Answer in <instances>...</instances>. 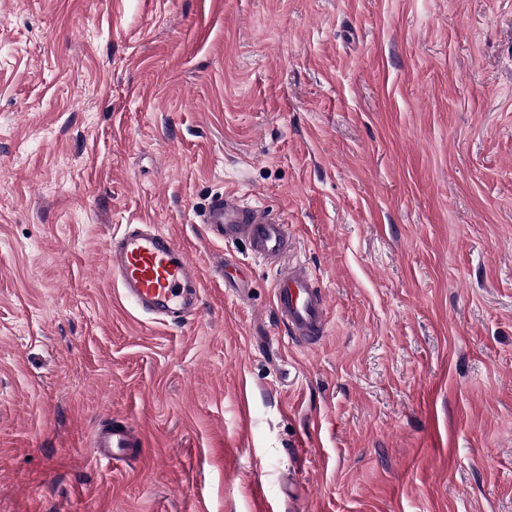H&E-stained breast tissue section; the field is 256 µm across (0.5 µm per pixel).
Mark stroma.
<instances>
[{
	"label": "stroma",
	"instance_id": "35a3bbf8",
	"mask_svg": "<svg viewBox=\"0 0 512 512\" xmlns=\"http://www.w3.org/2000/svg\"><path fill=\"white\" fill-rule=\"evenodd\" d=\"M227 190L283 215L316 346L200 224ZM128 224L197 263L188 322L109 279ZM110 417L142 436L112 469ZM261 494L512 512V0H0V512Z\"/></svg>",
	"mask_w": 512,
	"mask_h": 512
}]
</instances>
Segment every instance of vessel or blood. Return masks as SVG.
<instances>
[{"instance_id": "obj_1", "label": "vessel or blood", "mask_w": 512, "mask_h": 512, "mask_svg": "<svg viewBox=\"0 0 512 512\" xmlns=\"http://www.w3.org/2000/svg\"><path fill=\"white\" fill-rule=\"evenodd\" d=\"M213 239L247 241L253 256L276 269L273 305L288 338L312 346L328 326L326 292L302 264L288 257V226L276 212L234 191L213 196L199 214ZM110 275L123 297L143 315L183 323L198 307L203 288L197 266L173 236L154 224H129L106 245ZM140 438L125 423L98 428L92 446L106 465L126 461Z\"/></svg>"}]
</instances>
